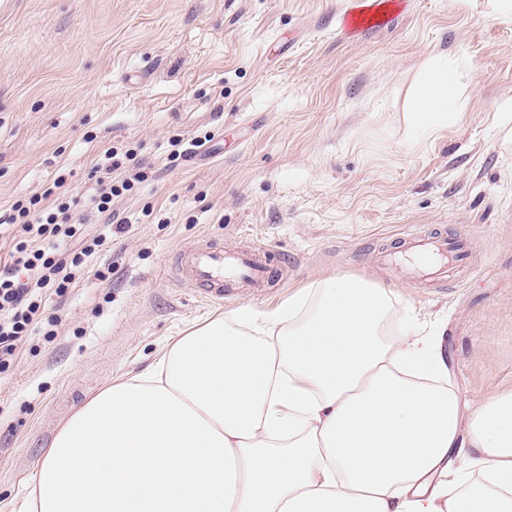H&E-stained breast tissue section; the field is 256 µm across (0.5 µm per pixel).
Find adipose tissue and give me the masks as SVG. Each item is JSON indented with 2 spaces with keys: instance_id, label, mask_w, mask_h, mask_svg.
Here are the masks:
<instances>
[{
  "instance_id": "adipose-tissue-1",
  "label": "adipose tissue",
  "mask_w": 512,
  "mask_h": 512,
  "mask_svg": "<svg viewBox=\"0 0 512 512\" xmlns=\"http://www.w3.org/2000/svg\"><path fill=\"white\" fill-rule=\"evenodd\" d=\"M457 83L425 63L422 135L453 121ZM396 298L336 273L192 328L63 424L30 512H512V392L463 412L440 345L385 335Z\"/></svg>"
}]
</instances>
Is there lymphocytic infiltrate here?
I'll use <instances>...</instances> for the list:
<instances>
[{"label": "lymphocytic infiltrate", "instance_id": "lymphocytic-infiltrate-1", "mask_svg": "<svg viewBox=\"0 0 512 512\" xmlns=\"http://www.w3.org/2000/svg\"><path fill=\"white\" fill-rule=\"evenodd\" d=\"M96 171L91 202L98 213L112 210L114 198L143 182L144 172L118 176L122 162L114 149L104 153ZM14 226L9 258L0 264V371L9 369L33 334L56 336V319H44L47 299L64 297L76 282L86 257L101 249L107 237L87 236L73 217L70 202L43 206L41 197L16 201L5 218Z\"/></svg>", "mask_w": 512, "mask_h": 512}]
</instances>
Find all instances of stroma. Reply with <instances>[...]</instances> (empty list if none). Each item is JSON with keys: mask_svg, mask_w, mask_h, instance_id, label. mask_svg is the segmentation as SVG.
<instances>
[{"mask_svg": "<svg viewBox=\"0 0 512 512\" xmlns=\"http://www.w3.org/2000/svg\"><path fill=\"white\" fill-rule=\"evenodd\" d=\"M391 2L351 31L350 0H0V215L50 189L105 232L84 204L105 149L147 175L48 303L57 336L31 337L0 374V512H29L49 443L94 392L194 324L276 309L330 274L400 283L392 325L412 315L445 346L464 408L512 390V128L498 124L512 14ZM435 54L458 68L461 107L423 137L409 95ZM206 134L203 159L170 161ZM434 230L469 243L463 277L402 282L378 261ZM201 240L269 250L271 286L199 297L174 261Z\"/></svg>", "mask_w": 512, "mask_h": 512, "instance_id": "1", "label": "stroma"}]
</instances>
